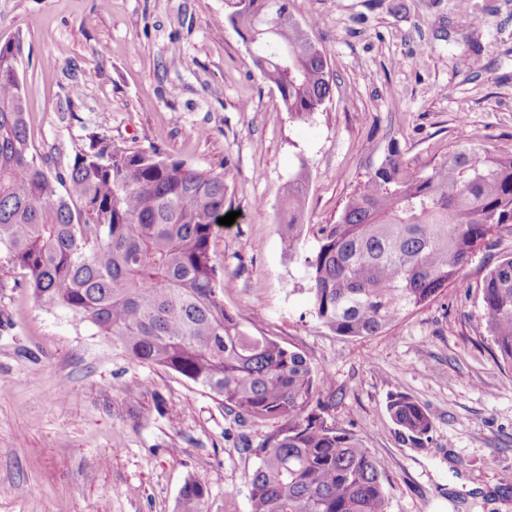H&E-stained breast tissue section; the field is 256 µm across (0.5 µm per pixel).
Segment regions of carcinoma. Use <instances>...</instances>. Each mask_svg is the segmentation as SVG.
Masks as SVG:
<instances>
[{
  "label": "carcinoma",
  "instance_id": "1",
  "mask_svg": "<svg viewBox=\"0 0 512 512\" xmlns=\"http://www.w3.org/2000/svg\"><path fill=\"white\" fill-rule=\"evenodd\" d=\"M226 5L285 111H319L332 93L328 64L289 0ZM21 61L20 41L0 45V251L26 271L36 300L92 324L129 359L208 389L236 422L280 421L255 449L249 512H387L374 456L324 420L334 398L316 384L328 380L224 308L211 258L227 215L224 176L99 134L72 161L52 162L29 138ZM305 199L299 173L281 204L290 256ZM497 228L512 229V154L463 145L415 170L393 145L304 257L313 314L338 335L377 336L449 286L465 287L471 253ZM481 302L497 360L512 368V256L485 276ZM387 409L403 443L428 446L424 406L392 393ZM207 492L190 477L176 512H205Z\"/></svg>",
  "mask_w": 512,
  "mask_h": 512
}]
</instances>
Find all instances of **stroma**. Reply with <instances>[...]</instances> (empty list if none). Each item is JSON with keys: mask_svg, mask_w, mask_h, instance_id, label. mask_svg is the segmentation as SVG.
I'll list each match as a JSON object with an SVG mask.
<instances>
[{"mask_svg": "<svg viewBox=\"0 0 512 512\" xmlns=\"http://www.w3.org/2000/svg\"><path fill=\"white\" fill-rule=\"evenodd\" d=\"M334 94L293 118L251 67L224 0H0V44L20 41L28 127L69 161L100 133L223 175L232 225L212 238L228 311L311 358L324 418L379 464L388 512H512V369L485 331L480 285L512 254L495 230L447 288L369 338L311 314L303 265L323 225L397 146L413 167L467 143L512 154V0H290ZM305 174L297 256L277 208ZM423 405L428 448L403 444L390 394ZM276 421L236 425L209 390L129 360L90 323L38 303L0 255V512H175L186 479L206 512H248V478Z\"/></svg>", "mask_w": 512, "mask_h": 512, "instance_id": "obj_1", "label": "stroma"}]
</instances>
